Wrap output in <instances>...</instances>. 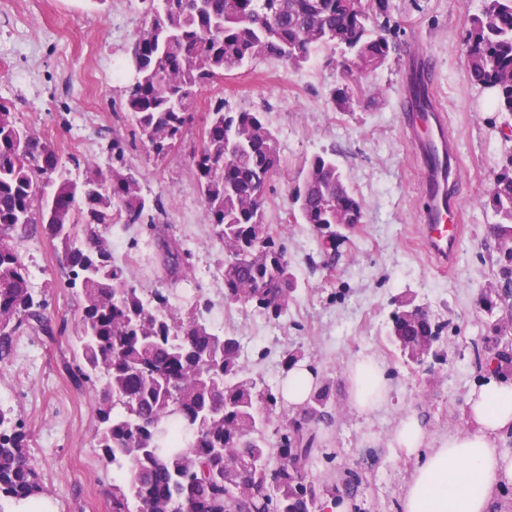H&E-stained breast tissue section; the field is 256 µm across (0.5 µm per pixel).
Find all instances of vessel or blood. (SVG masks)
Instances as JSON below:
<instances>
[{
    "label": "vessel or blood",
    "instance_id": "1",
    "mask_svg": "<svg viewBox=\"0 0 512 512\" xmlns=\"http://www.w3.org/2000/svg\"><path fill=\"white\" fill-rule=\"evenodd\" d=\"M405 137L413 147L426 206L420 214L421 239L425 252L440 270H447L456 260L462 227L457 219L460 202L457 193L459 178L452 170L457 156V143L448 132L444 112L431 108L422 112L414 97L405 100Z\"/></svg>",
    "mask_w": 512,
    "mask_h": 512
}]
</instances>
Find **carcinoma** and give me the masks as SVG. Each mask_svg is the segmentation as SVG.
<instances>
[{"mask_svg":"<svg viewBox=\"0 0 512 512\" xmlns=\"http://www.w3.org/2000/svg\"><path fill=\"white\" fill-rule=\"evenodd\" d=\"M150 22L131 54L134 78L123 88L129 138H112V165L89 158L63 160L57 144L22 124L0 100V363L10 361L15 337L48 334L45 299L31 284L20 243L37 230L56 242L67 268L63 287L81 298L69 365L75 385L104 384L94 396L97 440L121 479L112 481L111 512H326L352 497L355 485L323 487L309 467L323 449L314 425L334 420L329 388L288 414L281 389L257 383L241 362L239 337L219 334L204 313L210 303L172 305L173 290L152 291L132 280L105 234L114 224H162L163 204L141 193L125 150L137 143L165 159L193 118L198 92L257 58L294 69L338 46L327 57L348 81L333 94L337 111L355 101L365 75L389 59L390 0H144ZM465 18V67L470 84L491 94L500 133L512 140V0H481ZM86 168L84 181L66 163ZM196 181L206 223L224 249V304L251 306L278 321L297 289L291 260L266 222L265 188L281 167L266 113L233 111L224 98L209 103ZM291 217L317 231L321 266L340 243L336 226L363 223V208L336 155L305 161L290 194ZM486 207L496 244L499 284L482 299L490 335L476 349V366L512 369V149L494 173ZM169 280H187L182 244L157 229ZM387 336L404 358L432 354L442 326L423 308L392 301ZM28 438L11 411L0 407V500L47 494L29 455Z\"/></svg>","mask_w":512,"mask_h":512,"instance_id":"carcinoma-1","label":"carcinoma"}]
</instances>
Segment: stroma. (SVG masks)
<instances>
[{
    "mask_svg": "<svg viewBox=\"0 0 512 512\" xmlns=\"http://www.w3.org/2000/svg\"><path fill=\"white\" fill-rule=\"evenodd\" d=\"M390 3L396 49L384 66L362 78L363 85L381 88L374 101L336 111L331 97L343 78L335 67L320 60L296 70L259 57L200 91L196 119L166 159H154L142 148L126 155L140 174L143 193L163 203L167 231L190 252L188 266L196 280L185 284L183 293L207 299L209 320L241 337L249 375L278 383L283 351L297 349L321 384L329 385L336 421L318 428L327 455L316 459L309 473L323 486L357 478L361 487L350 500L351 512H400L409 464L390 441L404 414L424 416L435 438L466 428V398L483 377L474 344L487 333L477 297L496 285L489 260L495 242L484 203L504 145L496 112L465 71L468 2ZM146 24L142 0H0V98L14 104L22 124L56 140L63 154L84 152L107 167L112 162L107 145L128 124L122 90L132 74V45ZM412 56L434 60L432 91L459 152L464 233L455 263L444 272L421 245L424 197L402 129L401 100ZM217 95L231 109L265 112L279 141L281 169L266 193V220L282 227L298 278L288 317L281 321L248 306L225 305L224 283L216 276L223 254L205 222L192 154L201 144L207 104ZM323 153L335 154L364 218L342 245L339 260L316 270V234L293 223L289 197L302 178L304 159ZM149 238L146 227L134 224L119 226L108 240L125 243L135 282L163 292L167 277ZM22 249L40 274L37 289L46 296L52 321L65 324L66 331L17 336L12 360L0 364V407L23 422L30 457L58 512H111L106 492L116 472L96 443L93 396L74 385L67 369L80 299L61 286L66 270L51 240L42 235L23 241ZM405 293L448 324L439 358L420 365L405 361L386 336L391 302ZM363 354L386 364L391 385L387 405L369 415L349 405L344 379L349 363Z\"/></svg>",
    "mask_w": 512,
    "mask_h": 512,
    "instance_id": "35a3bbf8",
    "label": "stroma"
}]
</instances>
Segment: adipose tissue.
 Instances as JSON below:
<instances>
[{"label":"adipose tissue","mask_w":512,"mask_h":512,"mask_svg":"<svg viewBox=\"0 0 512 512\" xmlns=\"http://www.w3.org/2000/svg\"><path fill=\"white\" fill-rule=\"evenodd\" d=\"M344 378L349 403L372 413L388 402L384 363L357 358ZM470 430L430 438L414 414L398 423L392 445L410 461L401 512H496L499 492L512 484V456L497 445L512 433V377L489 372L466 400Z\"/></svg>","instance_id":"obj_1"}]
</instances>
